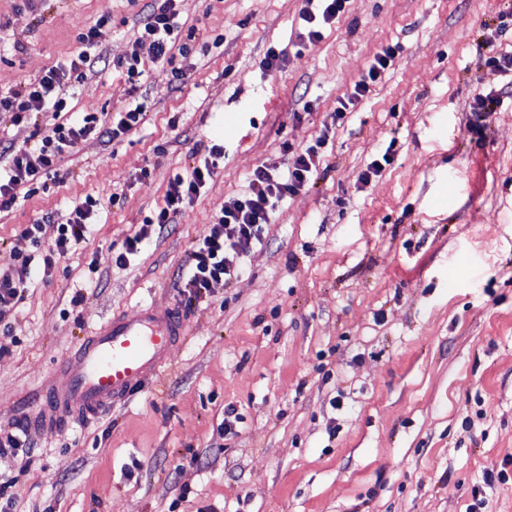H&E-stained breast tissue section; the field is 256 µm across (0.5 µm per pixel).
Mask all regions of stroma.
Masks as SVG:
<instances>
[{
    "mask_svg": "<svg viewBox=\"0 0 512 512\" xmlns=\"http://www.w3.org/2000/svg\"><path fill=\"white\" fill-rule=\"evenodd\" d=\"M143 3L0 0V93L108 16L100 50L137 52L145 74L134 87L96 71L74 102L149 106L138 131L79 140L46 189L0 212L5 270L31 249L22 225L101 202L86 241L0 332V436L21 427L31 444L27 457L0 450L12 512H512V478L483 481L512 475V99L479 131L471 110L512 86L482 45L512 0H352L314 45L303 0H178L205 48L172 65L135 41ZM391 43L393 65L335 122ZM272 48L284 61L268 68ZM322 135L317 174L278 204L246 272L188 301L180 275L225 201L259 165L287 174L283 142ZM203 144L224 148L214 183L117 267ZM387 150L392 163L360 182ZM168 305L189 334L157 374L98 418L32 426L38 392L97 325ZM230 406L234 436L221 429ZM398 53V44H388L374 55L366 72L354 82L350 92L337 99L336 112L333 117L335 121L342 122L346 113L350 112V106H354L356 102L365 97L370 91V85L376 83L382 73L393 64Z\"/></svg>",
    "mask_w": 512,
    "mask_h": 512,
    "instance_id": "35a3bbf8",
    "label": "stroma"
}]
</instances>
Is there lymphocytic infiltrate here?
Listing matches in <instances>:
<instances>
[{"label": "lymphocytic infiltrate", "mask_w": 512, "mask_h": 512, "mask_svg": "<svg viewBox=\"0 0 512 512\" xmlns=\"http://www.w3.org/2000/svg\"><path fill=\"white\" fill-rule=\"evenodd\" d=\"M175 3L176 0H147L139 19V41H150L156 58L169 62L177 56L188 57L195 39L194 33H183ZM349 3L350 0H305L300 18L307 29L308 43L321 41L323 27L344 14ZM97 38V27L79 32L81 49L77 54L49 68L39 78L24 83L10 95L0 96V110L12 112L15 123L29 122L36 112L48 113L53 119L48 134L36 141L21 146L0 141V157L9 159L7 169L0 170V211L14 204L21 193L33 192L42 177L58 173L66 153L81 138L94 134L109 142L144 124L147 106L142 102L128 106L114 124L101 119L98 112H77L71 107L70 87L82 83L87 72L104 61ZM398 53V45L389 44L374 55L366 72L354 82L350 92L338 98L335 121H342L351 106L365 97L371 84L376 83L393 64ZM325 143V137L321 136L301 151L294 150L292 144H284V152L292 156V166L287 175H279L264 165L253 170L248 192L225 202L189 256L183 286L190 297L205 296L215 286L229 284L245 272L243 259L254 248L263 245L276 205L310 184ZM223 157L221 146H211L201 165L193 167L189 174H178L170 179L163 207L145 217L139 232L128 239L123 251L116 255V265H126L132 256L140 253L146 241L168 230L183 203L192 200L202 188L213 182ZM99 206V200L89 196L70 211L64 223H55L54 213L48 212L40 222L25 225L21 234L35 246L39 245L47 225H54L55 247L39 256H19L18 271H0V322L12 316L31 279L51 277L59 261L84 242L90 221Z\"/></svg>", "instance_id": "f902f5d3"}]
</instances>
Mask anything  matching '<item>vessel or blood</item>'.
<instances>
[{
  "label": "vessel or blood",
  "instance_id": "1",
  "mask_svg": "<svg viewBox=\"0 0 512 512\" xmlns=\"http://www.w3.org/2000/svg\"><path fill=\"white\" fill-rule=\"evenodd\" d=\"M187 322L173 307H151L136 319L113 317L60 364L66 379L39 396L46 419H81L131 396L167 362L187 336Z\"/></svg>",
  "mask_w": 512,
  "mask_h": 512
}]
</instances>
